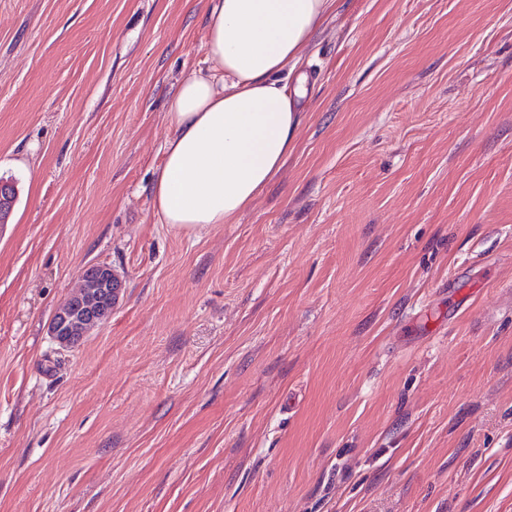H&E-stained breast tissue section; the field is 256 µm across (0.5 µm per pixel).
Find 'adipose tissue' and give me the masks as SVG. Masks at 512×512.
Segmentation results:
<instances>
[{
    "mask_svg": "<svg viewBox=\"0 0 512 512\" xmlns=\"http://www.w3.org/2000/svg\"><path fill=\"white\" fill-rule=\"evenodd\" d=\"M336 0H213L205 53L214 68L186 77L167 103L171 134L153 184L161 223L229 224L280 168L307 94L286 77Z\"/></svg>",
    "mask_w": 512,
    "mask_h": 512,
    "instance_id": "ef3b65f1",
    "label": "adipose tissue"
}]
</instances>
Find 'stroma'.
<instances>
[{
	"mask_svg": "<svg viewBox=\"0 0 512 512\" xmlns=\"http://www.w3.org/2000/svg\"><path fill=\"white\" fill-rule=\"evenodd\" d=\"M211 7L0 0V512H512V0H337L283 164L185 232ZM90 263L125 294L62 352ZM68 316L65 313H58L52 317L50 323V334L61 349H72L80 344L84 337L73 336L71 329L67 328Z\"/></svg>",
	"mask_w": 512,
	"mask_h": 512,
	"instance_id": "35a3bbf8",
	"label": "stroma"
}]
</instances>
